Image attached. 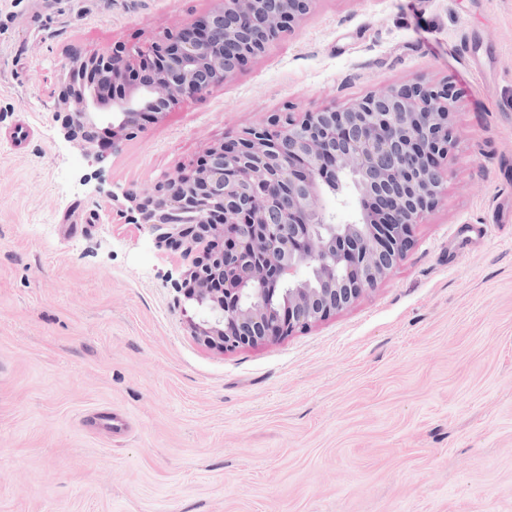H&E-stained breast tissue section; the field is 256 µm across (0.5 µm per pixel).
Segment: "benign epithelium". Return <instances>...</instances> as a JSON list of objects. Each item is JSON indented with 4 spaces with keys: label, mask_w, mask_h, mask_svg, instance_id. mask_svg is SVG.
Instances as JSON below:
<instances>
[{
    "label": "benign epithelium",
    "mask_w": 512,
    "mask_h": 512,
    "mask_svg": "<svg viewBox=\"0 0 512 512\" xmlns=\"http://www.w3.org/2000/svg\"><path fill=\"white\" fill-rule=\"evenodd\" d=\"M213 2L191 26L164 32L151 52L117 45L58 73L54 115L86 160L104 161L144 119L223 85L274 35L293 30L315 0ZM455 103L446 85L415 84L275 114L212 143L193 170L112 201L159 245L200 250L182 275L187 299L209 312L190 323L197 343L223 352L253 347L350 307L404 256L413 225L444 190ZM347 180L361 217L337 224L327 189Z\"/></svg>",
    "instance_id": "benign-epithelium-1"
}]
</instances>
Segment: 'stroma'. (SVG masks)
<instances>
[{"instance_id":"1","label":"stroma","mask_w":512,"mask_h":512,"mask_svg":"<svg viewBox=\"0 0 512 512\" xmlns=\"http://www.w3.org/2000/svg\"><path fill=\"white\" fill-rule=\"evenodd\" d=\"M212 6L0 0V512H512V0H315L85 160L53 118L62 67ZM416 83L452 87L457 141L404 257L307 331L198 345L186 260L113 196L275 113Z\"/></svg>"}]
</instances>
